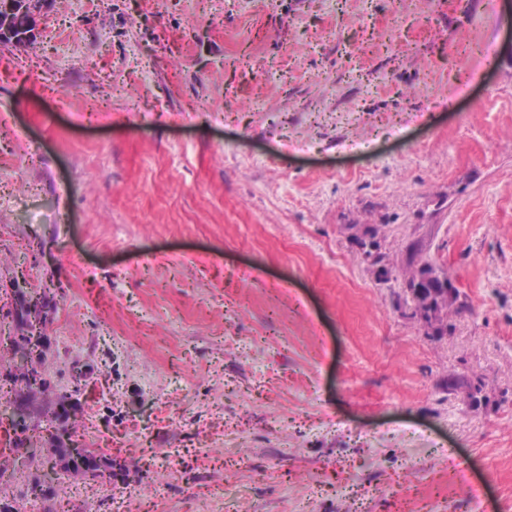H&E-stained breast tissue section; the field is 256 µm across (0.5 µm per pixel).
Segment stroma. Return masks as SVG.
Returning <instances> with one entry per match:
<instances>
[{"label":"stroma","mask_w":512,"mask_h":512,"mask_svg":"<svg viewBox=\"0 0 512 512\" xmlns=\"http://www.w3.org/2000/svg\"><path fill=\"white\" fill-rule=\"evenodd\" d=\"M512 0H49L0 44V334L124 512H512ZM494 42L498 65L466 57ZM471 89L469 98L453 92ZM78 96L66 99L67 90ZM353 141L357 150L346 149ZM420 238L469 313L434 340L352 225ZM70 309L73 346L56 327ZM82 380H75V371ZM481 379L486 403L448 394Z\"/></svg>","instance_id":"35a3bbf8"}]
</instances>
